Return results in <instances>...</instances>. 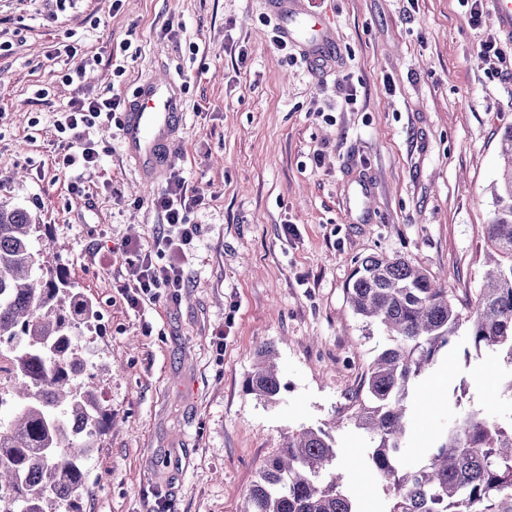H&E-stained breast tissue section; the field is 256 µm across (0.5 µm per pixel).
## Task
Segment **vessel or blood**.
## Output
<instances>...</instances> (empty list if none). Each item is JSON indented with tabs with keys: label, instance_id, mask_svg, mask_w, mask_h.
<instances>
[{
	"label": "vessel or blood",
	"instance_id": "b4317fda",
	"mask_svg": "<svg viewBox=\"0 0 512 512\" xmlns=\"http://www.w3.org/2000/svg\"><path fill=\"white\" fill-rule=\"evenodd\" d=\"M270 10L280 20L285 38L304 35L307 42L328 47L329 36L316 16L297 22L288 10V0H268ZM183 117V101L177 82L169 75L146 80L128 102L123 114L120 142L127 158L147 183H155L167 170L179 145V128Z\"/></svg>",
	"mask_w": 512,
	"mask_h": 512
}]
</instances>
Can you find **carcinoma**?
<instances>
[{
	"instance_id": "carcinoma-1",
	"label": "carcinoma",
	"mask_w": 512,
	"mask_h": 512,
	"mask_svg": "<svg viewBox=\"0 0 512 512\" xmlns=\"http://www.w3.org/2000/svg\"><path fill=\"white\" fill-rule=\"evenodd\" d=\"M503 166L486 225L487 271L469 314L448 289L402 257L357 262L346 295L386 347L368 364L346 417L369 439L373 483L390 491L385 512H512V412L472 405L454 416L428 448L409 456L406 401L441 350L465 333L478 352L504 350L512 362V126L500 137ZM41 225L0 201V490L9 512H81L85 460L106 418L98 386L74 337L96 317L67 273L35 245ZM263 347L249 388L267 400L281 391ZM336 439L323 428L288 435L261 464L241 512H365L335 472Z\"/></svg>"
}]
</instances>
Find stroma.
<instances>
[{"instance_id":"stroma-1","label":"stroma","mask_w":512,"mask_h":512,"mask_svg":"<svg viewBox=\"0 0 512 512\" xmlns=\"http://www.w3.org/2000/svg\"><path fill=\"white\" fill-rule=\"evenodd\" d=\"M304 2L336 43L321 63L276 49L266 0H0V201L43 224L97 311L81 344L112 424L85 462L83 512H240L262 460L306 427L365 463L368 440L339 417L386 338L347 302L357 260L402 256L459 304L482 284L512 39L487 11L471 26L461 0ZM489 38L501 59L480 57ZM68 44L98 60L84 85L61 80L75 61L53 51ZM165 72L185 102L171 170L205 200L185 288L134 307L122 245L153 250L157 189L109 127L90 132L97 167L59 169L71 141L57 120L83 92L127 98ZM264 345L283 385L271 402L247 388ZM511 377L504 354L442 353L421 380L432 405L407 400L411 448L469 405L512 410Z\"/></svg>"}]
</instances>
